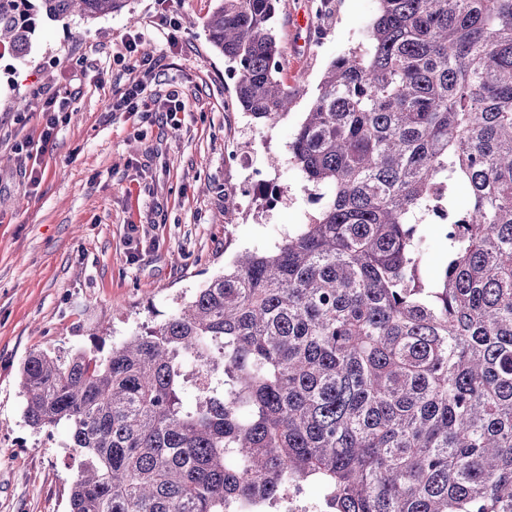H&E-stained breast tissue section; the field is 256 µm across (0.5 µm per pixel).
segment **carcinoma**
I'll return each mask as SVG.
<instances>
[{
	"mask_svg": "<svg viewBox=\"0 0 512 512\" xmlns=\"http://www.w3.org/2000/svg\"><path fill=\"white\" fill-rule=\"evenodd\" d=\"M276 2L206 22L257 121L294 101ZM378 3L288 145L308 222L106 352L24 361L27 424L82 454L69 512H268L291 485L331 512H512V0ZM119 7L0 0V46ZM429 233L432 246L424 261L422 275L425 280L432 281L437 277L446 261V252L440 245L435 226H431Z\"/></svg>",
	"mask_w": 512,
	"mask_h": 512,
	"instance_id": "obj_1",
	"label": "carcinoma"
}]
</instances>
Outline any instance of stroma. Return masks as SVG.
<instances>
[{
    "label": "stroma",
    "mask_w": 512,
    "mask_h": 512,
    "mask_svg": "<svg viewBox=\"0 0 512 512\" xmlns=\"http://www.w3.org/2000/svg\"><path fill=\"white\" fill-rule=\"evenodd\" d=\"M318 2H278L281 79L296 100L273 123L235 103L228 64L207 39L217 0H173L174 47L155 23L154 0H122L92 20L43 22L26 57L0 50V512H69L79 474L64 430L37 432L25 421L20 371L30 354L108 347L160 322L238 251L274 246L314 211L288 145L326 68L363 42L378 9V0H331L321 14ZM135 28L156 62L145 93L179 90V129L108 108L130 78L122 40ZM36 86L67 89L71 106L31 189L19 182L16 147L41 131L29 99ZM250 167L280 189L276 204L249 183ZM230 191L239 205L228 212ZM132 224L144 238L134 256Z\"/></svg>",
    "instance_id": "stroma-1"
}]
</instances>
